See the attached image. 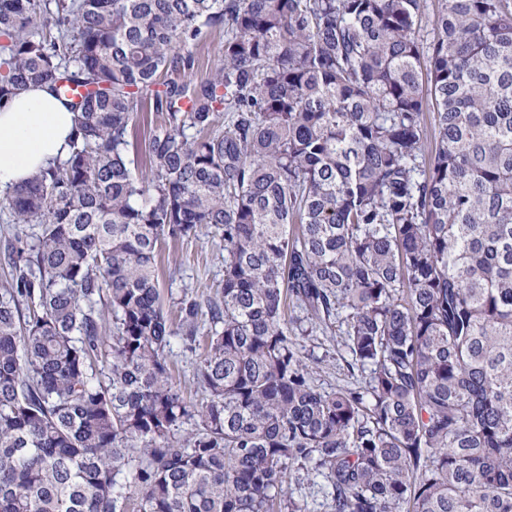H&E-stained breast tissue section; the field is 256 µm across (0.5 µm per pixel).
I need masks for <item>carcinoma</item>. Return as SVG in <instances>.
<instances>
[{"instance_id":"carcinoma-1","label":"carcinoma","mask_w":512,"mask_h":512,"mask_svg":"<svg viewBox=\"0 0 512 512\" xmlns=\"http://www.w3.org/2000/svg\"><path fill=\"white\" fill-rule=\"evenodd\" d=\"M431 26L421 0H0V105L51 82L79 112L0 197V512H297L295 473L332 512H512V0ZM203 231L224 279L172 317L156 251ZM305 322L363 384L314 385ZM224 39L219 34H213L207 39L205 45L201 48L199 57V67L196 70V75L200 77L209 76L214 71L217 64L221 59L222 45ZM161 123V116H158L156 112L144 110L134 114L129 127L128 140L130 145L127 156L136 175H145L150 170L148 141ZM195 354L188 351H183L180 345H174V355L172 360L173 364V375L182 391L188 397L194 399H200L201 396H196L194 393L193 376L196 369Z\"/></svg>"}]
</instances>
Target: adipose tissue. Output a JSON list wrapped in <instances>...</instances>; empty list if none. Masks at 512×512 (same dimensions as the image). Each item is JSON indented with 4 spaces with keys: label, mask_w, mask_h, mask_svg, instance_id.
<instances>
[{
    "label": "adipose tissue",
    "mask_w": 512,
    "mask_h": 512,
    "mask_svg": "<svg viewBox=\"0 0 512 512\" xmlns=\"http://www.w3.org/2000/svg\"><path fill=\"white\" fill-rule=\"evenodd\" d=\"M77 119L48 83L23 89L0 106V193L65 159Z\"/></svg>",
    "instance_id": "adipose-tissue-1"
}]
</instances>
